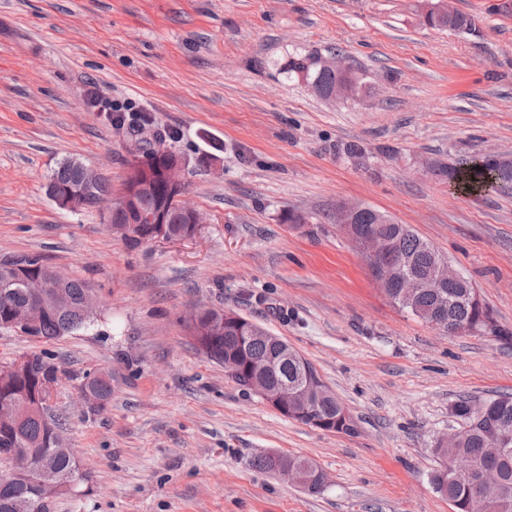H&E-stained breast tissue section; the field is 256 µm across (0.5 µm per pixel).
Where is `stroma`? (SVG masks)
Instances as JSON below:
<instances>
[{"mask_svg":"<svg viewBox=\"0 0 512 512\" xmlns=\"http://www.w3.org/2000/svg\"><path fill=\"white\" fill-rule=\"evenodd\" d=\"M425 0H0V257L38 255L100 297L94 326L51 341L0 329V363L47 353L86 477L48 512H455L431 475L463 397L512 393V197L466 196L434 162L512 152V0H451L477 36L426 27ZM341 52L373 92L319 98L282 67ZM130 102L143 128L87 98ZM191 164L197 235L132 244L103 211L59 208L72 158L123 188L132 136ZM360 145L359 155L346 153ZM360 203L409 225L477 288L497 333L450 335L393 304L334 222ZM301 224L280 220L285 210ZM203 306L280 336L354 433L283 417L199 354ZM112 374L105 407L78 405ZM313 460L323 490L259 470Z\"/></svg>","mask_w":512,"mask_h":512,"instance_id":"35a3bbf8","label":"stroma"}]
</instances>
